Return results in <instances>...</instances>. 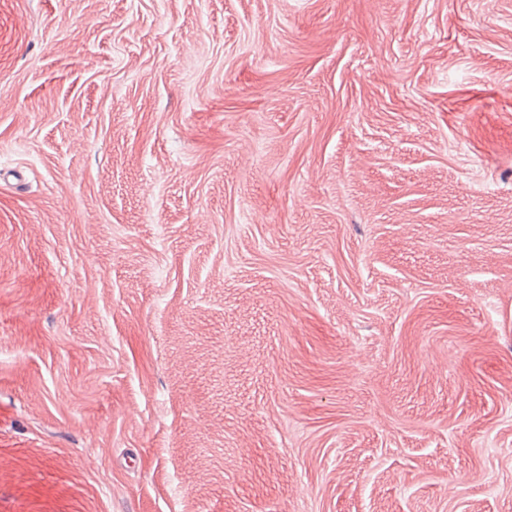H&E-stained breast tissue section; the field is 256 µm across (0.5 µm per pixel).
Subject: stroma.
I'll return each instance as SVG.
<instances>
[{"mask_svg": "<svg viewBox=\"0 0 512 512\" xmlns=\"http://www.w3.org/2000/svg\"><path fill=\"white\" fill-rule=\"evenodd\" d=\"M0 512H512V0H0Z\"/></svg>", "mask_w": 512, "mask_h": 512, "instance_id": "1", "label": "stroma"}]
</instances>
